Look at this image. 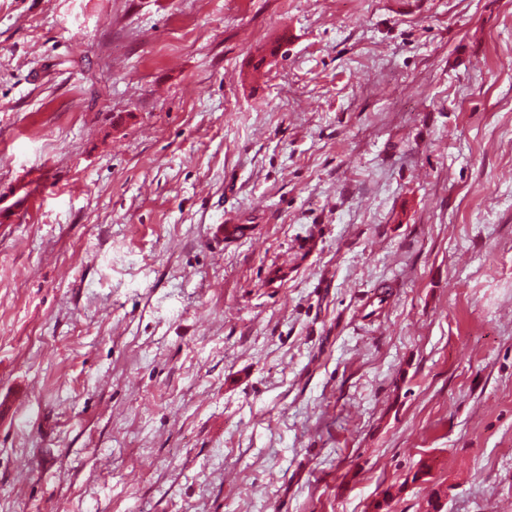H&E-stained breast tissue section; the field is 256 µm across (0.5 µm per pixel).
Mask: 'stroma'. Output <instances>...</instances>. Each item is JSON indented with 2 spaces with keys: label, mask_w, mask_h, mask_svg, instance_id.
Masks as SVG:
<instances>
[{
  "label": "stroma",
  "mask_w": 512,
  "mask_h": 512,
  "mask_svg": "<svg viewBox=\"0 0 512 512\" xmlns=\"http://www.w3.org/2000/svg\"><path fill=\"white\" fill-rule=\"evenodd\" d=\"M5 206L0 512H512V0H0Z\"/></svg>",
  "instance_id": "1"
}]
</instances>
